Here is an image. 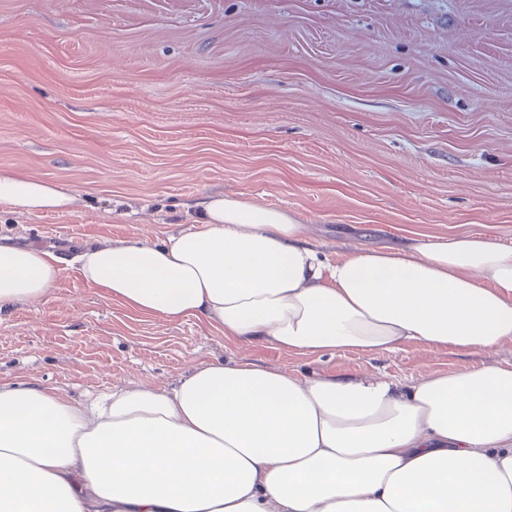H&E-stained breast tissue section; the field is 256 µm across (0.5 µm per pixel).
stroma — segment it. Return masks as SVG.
<instances>
[{
  "label": "stroma",
  "instance_id": "1",
  "mask_svg": "<svg viewBox=\"0 0 512 512\" xmlns=\"http://www.w3.org/2000/svg\"><path fill=\"white\" fill-rule=\"evenodd\" d=\"M0 170L82 199L0 240H162L212 194L297 212L329 259L412 232L512 245V0H0ZM247 358L301 377L512 363L425 346L305 355L103 297L74 265L0 315V382L74 399Z\"/></svg>",
  "mask_w": 512,
  "mask_h": 512
}]
</instances>
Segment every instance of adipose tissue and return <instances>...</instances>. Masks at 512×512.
<instances>
[{
    "label": "adipose tissue",
    "mask_w": 512,
    "mask_h": 512,
    "mask_svg": "<svg viewBox=\"0 0 512 512\" xmlns=\"http://www.w3.org/2000/svg\"><path fill=\"white\" fill-rule=\"evenodd\" d=\"M79 196L0 171V205L68 212ZM196 230L89 244L82 278L127 308L189 317L301 354L512 340V246L422 235L331 261L285 208L212 195ZM61 260L0 244V314L46 296ZM0 512H512V364L411 382L302 378L246 359L170 391L75 400L0 382Z\"/></svg>",
    "instance_id": "1"
}]
</instances>
